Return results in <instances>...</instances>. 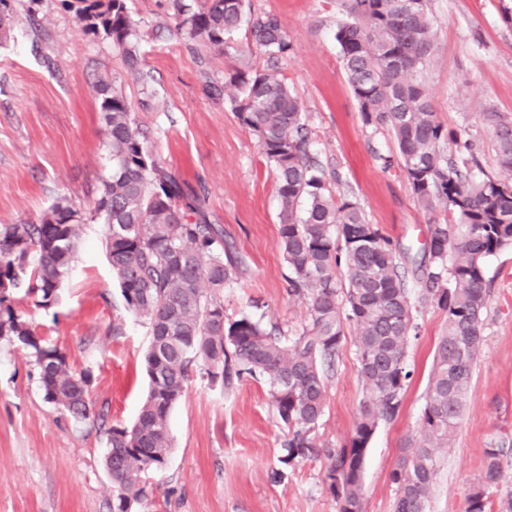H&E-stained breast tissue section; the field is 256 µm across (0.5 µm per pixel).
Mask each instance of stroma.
I'll list each match as a JSON object with an SVG mask.
<instances>
[{
  "label": "stroma",
  "instance_id": "35a3bbf8",
  "mask_svg": "<svg viewBox=\"0 0 512 512\" xmlns=\"http://www.w3.org/2000/svg\"><path fill=\"white\" fill-rule=\"evenodd\" d=\"M139 36V73L108 40L79 31L62 0H9L12 29L0 41V225L38 221L59 201L85 214L71 276L58 304L35 307L23 290L14 306L39 336L58 345L73 371L91 370L90 399L109 424L134 422L148 379L145 324L131 315L106 259L92 202L110 168L94 91L111 77L131 105L159 165L203 198L211 223L245 256L249 271L224 291L229 319L261 317L298 333L307 308L288 294L278 239L279 203L271 165L231 101L238 72L267 65L247 29L224 52L180 36L169 0H125ZM280 18L290 49L277 67L302 104L315 153L334 199L350 198L394 244L420 261L441 211L416 200L400 167L384 168L396 144L365 125L335 40L345 18L338 0H245ZM434 42L424 86L437 117L469 139L484 174L499 169L484 115L512 118V0H430ZM491 283L484 340L468 404L448 445L430 512H465L484 451L498 445L512 483V249L486 263ZM419 335L407 349L412 371L398 414L380 422L364 464V512H393L391 471L418 432L425 389L446 313L421 299ZM356 332L348 330L314 432L323 453L283 466L284 430L265 383L250 377L224 391L194 374L169 417L173 448L144 477L146 498L132 512H339L324 480L327 451L348 444L362 398ZM107 436L95 420L74 422L47 403L29 355L0 339V512H112L104 468Z\"/></svg>",
  "mask_w": 512,
  "mask_h": 512
}]
</instances>
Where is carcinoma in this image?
<instances>
[{
	"instance_id": "obj_1",
	"label": "carcinoma",
	"mask_w": 512,
	"mask_h": 512,
	"mask_svg": "<svg viewBox=\"0 0 512 512\" xmlns=\"http://www.w3.org/2000/svg\"><path fill=\"white\" fill-rule=\"evenodd\" d=\"M63 2L81 32L111 41L126 67L140 71L125 0ZM171 7L183 35L220 52L226 35L245 25L269 59L288 53V34L278 16L248 13L245 0H204L197 8L171 0ZM342 8L347 20L338 25L336 41L364 124L392 133L418 203L448 213L444 223L431 225L418 265L422 300L446 311V326L418 434L407 439L391 472L394 512H429L483 342L490 296L486 260L512 248V121L499 112L485 114L495 133L500 176L477 177L467 160L448 154L458 134L438 120L422 84L433 46L429 0H343ZM231 82L241 87L233 110L273 168L288 294L306 304V323L288 336L250 315L226 318L224 289L246 274L245 257L224 240L220 225L209 222L200 198L158 165L112 79H99L95 91L112 170L91 219L103 226L107 259L127 310L145 322L150 335L149 390L138 418L130 427L105 429L112 512H126L145 498L143 476L166 465L172 447L168 416L196 370L225 389L245 374L263 379L286 429L280 462L290 466L317 455L313 433L349 326L357 331L363 398L349 445L328 453L325 481L340 512H363L367 445L379 422L401 407L411 375L406 351L417 337V309L401 250L366 220L356 202L333 199L313 156L301 104L276 67L239 73ZM82 229V215L64 202L49 207L36 223L0 225V338L35 358L47 402L76 420L102 421L90 400L91 372L72 371L67 353L38 336L13 306L23 280L35 306L59 301ZM501 455L500 448L485 450L466 512H487L488 499L502 482Z\"/></svg>"
}]
</instances>
